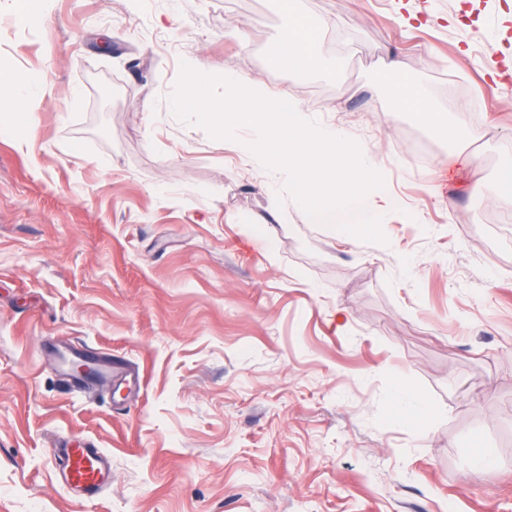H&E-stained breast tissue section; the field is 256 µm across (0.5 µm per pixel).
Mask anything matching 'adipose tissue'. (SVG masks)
<instances>
[{"instance_id": "adipose-tissue-1", "label": "adipose tissue", "mask_w": 512, "mask_h": 512, "mask_svg": "<svg viewBox=\"0 0 512 512\" xmlns=\"http://www.w3.org/2000/svg\"><path fill=\"white\" fill-rule=\"evenodd\" d=\"M292 0H282V15L287 39L277 53L269 59L270 66H279L284 60L293 59L306 69L320 70L324 65L323 34L330 22L315 25L291 9ZM394 108L399 112L415 113L420 121L434 131L448 125V117L433 101L431 95L417 87L409 78L399 77L394 91Z\"/></svg>"}]
</instances>
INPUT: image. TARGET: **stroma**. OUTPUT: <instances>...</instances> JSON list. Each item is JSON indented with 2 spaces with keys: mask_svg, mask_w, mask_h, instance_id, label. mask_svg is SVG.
I'll use <instances>...</instances> for the list:
<instances>
[{
  "mask_svg": "<svg viewBox=\"0 0 512 512\" xmlns=\"http://www.w3.org/2000/svg\"><path fill=\"white\" fill-rule=\"evenodd\" d=\"M295 6L334 23L321 71L269 65L280 0H0V108L29 115L0 133V512H512V0ZM184 62L355 141L384 242L309 219L249 127L176 119ZM400 73L446 132L395 111ZM53 344L143 386L69 379ZM79 442L112 466L92 500L59 480ZM390 403L392 414L399 418H404L412 411L419 413L424 408V401L415 397L403 387L398 388L396 394L391 398Z\"/></svg>",
  "mask_w": 512,
  "mask_h": 512,
  "instance_id": "35a3bbf8",
  "label": "stroma"
}]
</instances>
